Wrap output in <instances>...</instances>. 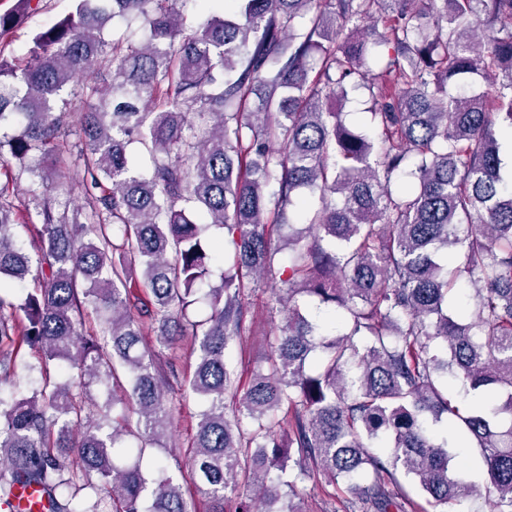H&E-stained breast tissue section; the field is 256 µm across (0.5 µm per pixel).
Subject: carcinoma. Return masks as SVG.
Masks as SVG:
<instances>
[{"mask_svg":"<svg viewBox=\"0 0 512 512\" xmlns=\"http://www.w3.org/2000/svg\"><path fill=\"white\" fill-rule=\"evenodd\" d=\"M73 2L22 59L0 49V500L26 483L51 512H192L182 474L142 465L192 395L209 512H304L297 483L317 475L350 512H453L476 485L432 430L444 418L479 448L492 512H512V0H231L205 18L180 0ZM41 9L15 0L0 37ZM360 89L373 136L342 119ZM275 273L268 311L286 322L244 380L228 348ZM183 336L181 380L162 352Z\"/></svg>","mask_w":512,"mask_h":512,"instance_id":"carcinoma-1","label":"carcinoma"}]
</instances>
